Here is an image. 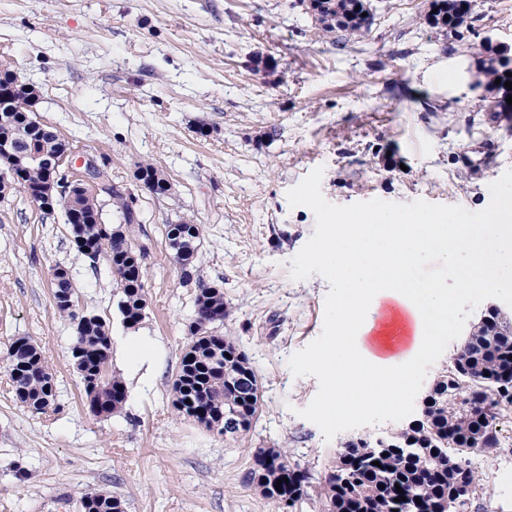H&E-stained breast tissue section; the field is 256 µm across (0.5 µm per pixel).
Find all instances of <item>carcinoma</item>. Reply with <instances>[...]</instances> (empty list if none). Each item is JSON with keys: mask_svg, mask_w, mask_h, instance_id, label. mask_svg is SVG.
Wrapping results in <instances>:
<instances>
[{"mask_svg": "<svg viewBox=\"0 0 512 512\" xmlns=\"http://www.w3.org/2000/svg\"><path fill=\"white\" fill-rule=\"evenodd\" d=\"M433 4L436 12L431 15V25L456 33L471 17L475 0H433ZM312 9L321 15L323 30L329 33L361 34L374 20L368 0H316ZM473 70L476 86L495 90L499 88L496 79L503 83L509 80L506 73H512V58L491 49L475 60ZM0 138L29 154H38L46 147L52 150L58 144L57 135L34 118L23 99L4 92L0 94ZM140 170L151 191L166 192V181L153 165L146 163ZM112 202L127 229L140 224L139 213L124 196L123 188L112 186ZM76 204L91 223L83 225L79 233H71L72 243L80 253L87 246L107 259L121 292L118 308L123 324L134 329L147 307L145 248L118 229L107 233L111 225L102 222L96 196L82 194ZM53 298L63 316L75 321L86 313L69 276L54 286ZM194 314L211 325L224 323L228 316L224 291L199 287ZM110 350V336L97 315L82 326L71 349L84 395L97 403L99 417L112 415L127 400L124 381L109 372ZM511 355L512 327L498 330L493 326L478 336L462 338L450 362L430 381V403L420 408L419 418L372 435L367 444L341 443L323 486V512H444L461 469L471 472L472 484L460 512H472L479 478L470 458L494 453L500 447V417L512 412ZM0 361L12 381L15 398L29 410L42 414L56 405L54 375L38 345L26 337L17 338ZM172 391L174 409L189 420H198L204 410L219 415L236 413L237 425L227 432L231 437L252 428L262 402L261 383L248 358L233 339L215 334L211 327L199 335L190 334L189 354L181 358ZM375 461L381 466L373 465ZM283 477L288 481L275 489ZM247 481L264 499L289 508L309 496L308 471L276 448L259 449ZM80 505L81 512H123L122 500L111 494L102 499L85 495Z\"/></svg>", "mask_w": 512, "mask_h": 512, "instance_id": "carcinoma-1", "label": "carcinoma"}]
</instances>
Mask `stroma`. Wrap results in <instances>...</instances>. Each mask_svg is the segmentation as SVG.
Segmentation results:
<instances>
[{
    "mask_svg": "<svg viewBox=\"0 0 512 512\" xmlns=\"http://www.w3.org/2000/svg\"><path fill=\"white\" fill-rule=\"evenodd\" d=\"M370 3L369 31L339 44L309 0H0V61L35 85L38 121L76 154L106 159L113 183L134 193L133 236L147 248L145 317L128 329L106 259L92 266L78 253L63 209L43 213L19 187L0 197V354L17 338L36 342L58 406L21 407L0 367V512H79L81 496L99 491L125 512H281L246 480L260 448L308 469L297 512H321L347 434L325 438L298 414L319 382L288 361L321 335L330 285L290 275L316 218L290 207L288 191L319 167L334 205L423 200L476 212L512 170V136L466 79L474 53L512 44V10L478 0L459 41L430 25L431 0ZM146 162L165 194L137 183ZM184 220L202 229L187 285L166 239ZM57 265L112 338V371L128 390L114 415L87 409L71 366L75 325L53 304ZM202 285L223 289L230 315L216 331L262 385L258 420L234 440L172 405ZM510 456L501 449L477 470L499 512H512L499 477Z\"/></svg>",
    "mask_w": 512,
    "mask_h": 512,
    "instance_id": "35a3bbf8",
    "label": "stroma"
}]
</instances>
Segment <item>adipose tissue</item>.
<instances>
[{"label": "adipose tissue", "instance_id": "1", "mask_svg": "<svg viewBox=\"0 0 512 512\" xmlns=\"http://www.w3.org/2000/svg\"><path fill=\"white\" fill-rule=\"evenodd\" d=\"M455 246H448V227L427 219L408 223L388 212L337 217L329 239L318 252L336 270L339 302L334 316L342 336L338 355L329 364L332 375L352 385L356 398L345 403L332 391L325 413L353 414L381 410L403 392L407 376L403 366L385 364L365 346L369 335L386 338L392 324H378V301L390 298L416 316L447 313L448 295L431 280L411 274L414 262L426 252L435 253L445 266L464 267L461 277L470 288H512V236L490 221L478 233L460 225Z\"/></svg>", "mask_w": 512, "mask_h": 512}]
</instances>
